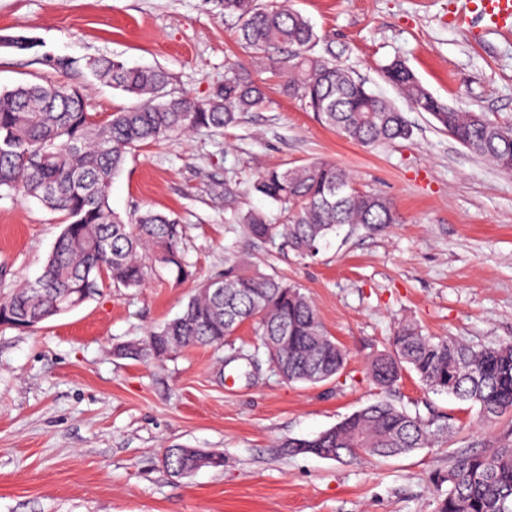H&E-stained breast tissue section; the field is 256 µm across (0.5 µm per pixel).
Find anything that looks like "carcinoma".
Masks as SVG:
<instances>
[{
  "mask_svg": "<svg viewBox=\"0 0 512 512\" xmlns=\"http://www.w3.org/2000/svg\"><path fill=\"white\" fill-rule=\"evenodd\" d=\"M224 17L235 21L238 41L254 58L284 77L283 94L323 126L362 147L411 137L402 112L355 78L330 50L316 52L321 36L288 0L267 5L224 0ZM86 67L140 103L99 119L88 112L75 85L46 82L0 92V193L34 198L61 213L64 223L40 278L0 299V324L36 326L104 287L139 288L152 277L171 274L189 278L183 224L152 209L124 220L109 205L112 177L137 148L176 132L233 127L265 97L250 68L235 60L227 61L224 84L205 101L171 94L169 74L161 67L130 66L118 56L91 58ZM385 73L470 153L512 173L511 127L448 107L400 60L388 64ZM249 190L275 203L286 223L269 224L259 211L234 208L231 223L245 225L261 243L280 240L302 257L316 255L346 225L397 222L389 198L360 190L335 162L270 170ZM246 323L254 325L268 358L289 382L322 383L346 365V350L325 330L301 288L276 275H246L234 268L201 283L180 316L144 342L127 346L125 354L158 358L192 346L219 348ZM392 346L391 353L371 363V377L380 387L392 389L409 370L428 390L477 408L485 419L512 414V342L474 349L427 336L403 321ZM446 434L447 417L424 418L380 400L312 438L290 439L286 447L295 454L325 452L330 460L361 464L430 448ZM164 457L171 469L194 464L181 448L165 449ZM432 482L447 485L437 512H512V433L495 437L485 453H459Z\"/></svg>",
  "mask_w": 512,
  "mask_h": 512,
  "instance_id": "obj_1",
  "label": "carcinoma"
}]
</instances>
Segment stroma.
<instances>
[{
	"label": "stroma",
	"instance_id": "35a3bbf8",
	"mask_svg": "<svg viewBox=\"0 0 512 512\" xmlns=\"http://www.w3.org/2000/svg\"><path fill=\"white\" fill-rule=\"evenodd\" d=\"M291 5L323 47L403 112L411 138L374 149L351 143L263 70L255 77L265 99L236 126L173 134L129 155L112 180L111 208L124 217L147 208L178 216L192 276L106 288L33 328L0 324V512H436L432 474L459 450L487 451L489 438L512 425L427 391L413 372L389 392L369 373L403 320L476 348L512 342V174L471 154L384 73L401 60L455 111L512 126V34L459 28L464 0ZM8 35L35 46H0V91L63 81L80 86L99 115L137 100L95 78L89 58L162 67L170 93L199 100L223 84L227 59H250L222 0H0V37ZM49 55L73 60V70L50 69L42 62ZM318 160L390 198L399 222L344 227L307 258L226 223L229 186L240 211L283 223L250 183ZM62 228L60 214L36 201L0 196V263L14 282L41 274ZM230 266L299 286L347 350L344 371L316 385L286 382L249 325L219 349L119 355ZM383 397L424 416L447 414L455 429L434 447L370 464L287 449L288 439L313 437ZM171 446L208 449L224 464L175 477L161 461Z\"/></svg>",
	"mask_w": 512,
	"mask_h": 512
}]
</instances>
